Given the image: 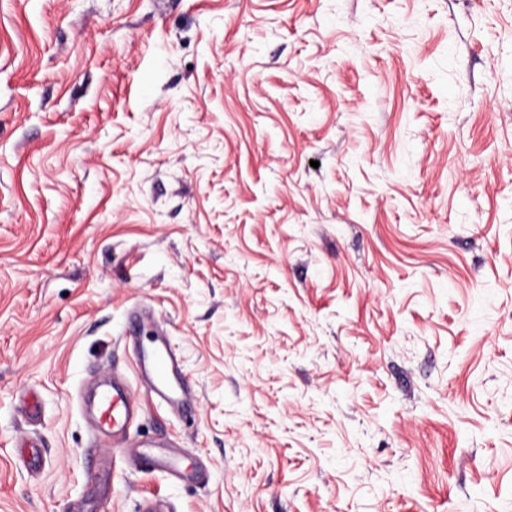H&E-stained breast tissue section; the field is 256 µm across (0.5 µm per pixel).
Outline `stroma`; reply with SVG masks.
Instances as JSON below:
<instances>
[{"label":"stroma","mask_w":512,"mask_h":512,"mask_svg":"<svg viewBox=\"0 0 512 512\" xmlns=\"http://www.w3.org/2000/svg\"><path fill=\"white\" fill-rule=\"evenodd\" d=\"M147 498L512 512V0H0V512ZM147 390L161 401L178 397L184 408L192 402L188 385L182 380L177 359L168 349L154 351L152 376ZM98 425L102 431L122 429L137 408L136 402L118 387L101 385L97 389Z\"/></svg>","instance_id":"35a3bbf8"}]
</instances>
